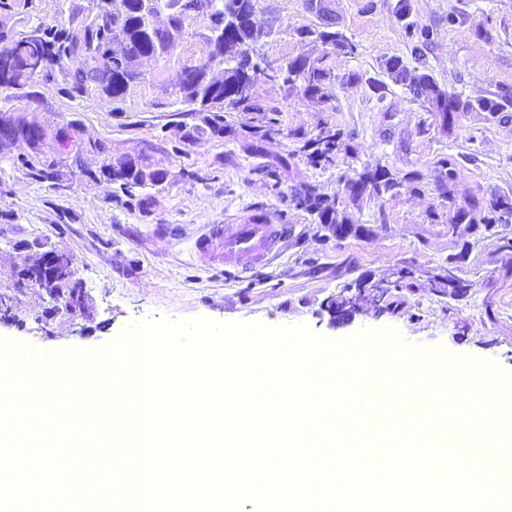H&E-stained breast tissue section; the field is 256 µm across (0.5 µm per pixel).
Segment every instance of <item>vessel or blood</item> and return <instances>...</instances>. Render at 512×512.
Masks as SVG:
<instances>
[{
    "label": "vessel or blood",
    "mask_w": 512,
    "mask_h": 512,
    "mask_svg": "<svg viewBox=\"0 0 512 512\" xmlns=\"http://www.w3.org/2000/svg\"><path fill=\"white\" fill-rule=\"evenodd\" d=\"M289 234V225L255 221L221 225L214 237L223 249L225 264L247 268L270 260Z\"/></svg>",
    "instance_id": "vessel-or-blood-1"
}]
</instances>
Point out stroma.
<instances>
[{
    "label": "stroma",
    "mask_w": 512,
    "mask_h": 512,
    "mask_svg": "<svg viewBox=\"0 0 512 512\" xmlns=\"http://www.w3.org/2000/svg\"><path fill=\"white\" fill-rule=\"evenodd\" d=\"M98 0H0V32L19 35L43 24L80 35ZM333 30L354 52L302 40L319 26L309 0H256L265 33L255 45L259 71L251 98L266 108L269 128L252 149L250 114L228 112L234 135L211 133L171 83L209 53L211 21L188 14L162 56L141 62V75L122 98L95 85L72 90L85 59L64 57L34 79L21 97L0 88V113L45 128L73 126L79 138L105 144L102 154L57 157L53 177L22 165L34 157L23 141L0 149V338L41 353L96 349L149 316L203 317L218 322L306 325L329 340L391 327L428 350L443 348L512 372V254L502 237L448 232L449 204L476 198L492 204L512 191V0H323ZM323 58L335 76L330 99L285 84L281 72L296 56ZM433 75L461 99L504 103L499 117L460 113L444 127L438 113L385 70L390 56ZM341 132L350 146L326 165L301 152L303 138ZM453 157L458 176L445 199L437 162ZM133 158L164 170L155 187L126 192L103 172ZM417 171L398 194L352 200L353 170ZM342 201L354 232L325 237L292 198L302 185ZM288 224L280 254L249 269L226 266L201 243L216 224L250 220ZM70 257L84 287L85 311L55 313V300L22 281L20 271L45 252ZM463 253L455 273L466 293L451 298L431 287L448 255ZM415 272L397 310L377 311L358 295L349 318L334 322L324 305L362 279L392 281Z\"/></svg>",
    "instance_id": "35a3bbf8"
}]
</instances>
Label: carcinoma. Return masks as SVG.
Segmentation results:
<instances>
[{
  "mask_svg": "<svg viewBox=\"0 0 512 512\" xmlns=\"http://www.w3.org/2000/svg\"><path fill=\"white\" fill-rule=\"evenodd\" d=\"M99 11L84 26L82 36L74 37L64 29L53 30L38 25L11 40L10 45L0 50L8 54L7 72L0 71V87L23 88L34 76L41 74L48 66L71 54L86 58L87 67L73 76L72 90L80 93L89 84L102 87L109 98L122 96L136 76L137 62L145 57H158L167 51L175 35L182 29V16L191 10L195 0H152L143 8L140 0H102ZM212 11L211 35L208 36L210 51L208 64L182 69L172 83L175 92L183 102L193 106L195 112H206L205 121L212 134L222 136L232 132L224 125L221 112L228 107L239 112H260L262 108L253 103L251 95L244 88L252 83L257 70L253 63V43L258 35L255 22V0H210ZM161 12L168 13V24L164 28L153 24V17ZM305 37H314L324 45L354 50L340 33L328 25L308 28L302 32ZM218 66L224 71L220 81L209 78V71ZM392 78L400 83H409L413 94L430 103L434 111L444 116L443 124L450 127L456 115L469 109H478L497 117L504 110V104L492 98L464 103L459 96L441 88L432 75L422 73L410 76L403 61L391 56L385 62ZM288 76L284 82L299 87L303 92L331 97V78L328 70L318 63L300 55L286 65ZM19 138L27 141L39 154L48 152L62 154L64 151L78 152L84 149L76 131L68 126H57L46 130L20 119L3 116L0 118V142L6 143ZM347 150L339 134H327L308 139L303 151L316 165L328 164L333 157ZM441 167L443 194L451 197V184L457 176L453 158L438 161ZM107 173L112 180L121 182L124 189L156 186L165 178L160 169L147 168L133 158L109 164ZM401 180L390 171L379 168L355 173L347 183L350 195L358 199L364 194L381 196L394 192ZM298 207L314 217L320 228L342 230L337 224L340 200L319 194L308 185L295 196ZM449 232L455 236L480 233L496 234L498 227L512 224V194L504 193L489 206L471 200L448 214ZM463 258V253L448 255V268L434 277L442 292L460 296L465 286L454 274V266Z\"/></svg>",
  "mask_w": 512,
  "mask_h": 512,
  "instance_id": "carcinoma-1",
  "label": "carcinoma"
}]
</instances>
